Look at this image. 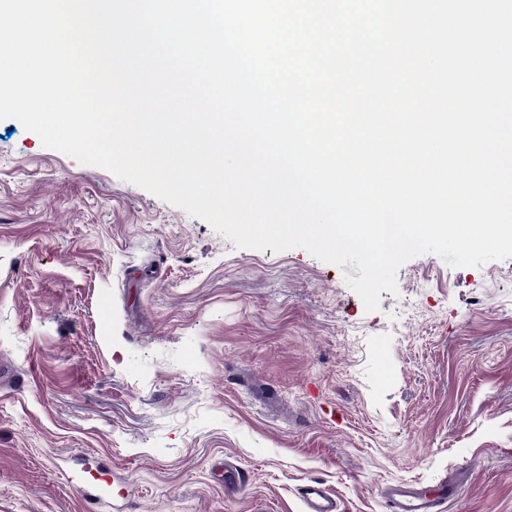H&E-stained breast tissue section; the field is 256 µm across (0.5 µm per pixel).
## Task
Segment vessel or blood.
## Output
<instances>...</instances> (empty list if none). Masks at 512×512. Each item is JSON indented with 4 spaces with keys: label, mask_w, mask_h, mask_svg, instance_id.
Here are the masks:
<instances>
[{
    "label": "vessel or blood",
    "mask_w": 512,
    "mask_h": 512,
    "mask_svg": "<svg viewBox=\"0 0 512 512\" xmlns=\"http://www.w3.org/2000/svg\"><path fill=\"white\" fill-rule=\"evenodd\" d=\"M458 494L457 484L445 477L425 484L398 482L386 485L380 491L386 512H445ZM299 495L304 512H338L335 495L320 481L305 483Z\"/></svg>",
    "instance_id": "vessel-or-blood-1"
}]
</instances>
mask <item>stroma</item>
<instances>
[{"mask_svg":"<svg viewBox=\"0 0 512 512\" xmlns=\"http://www.w3.org/2000/svg\"><path fill=\"white\" fill-rule=\"evenodd\" d=\"M353 265L235 247L0 120V512H341L447 476L512 512V258L406 262L366 311ZM241 476L229 483L225 466ZM299 495L304 512H338L336 496L317 480H310L301 486Z\"/></svg>","mask_w":512,"mask_h":512,"instance_id":"35a3bbf8","label":"stroma"}]
</instances>
